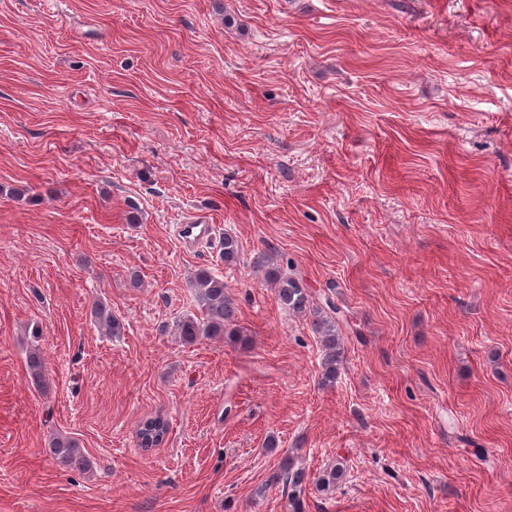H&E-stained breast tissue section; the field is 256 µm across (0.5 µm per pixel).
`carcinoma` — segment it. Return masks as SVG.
<instances>
[{"instance_id":"obj_1","label":"carcinoma","mask_w":512,"mask_h":512,"mask_svg":"<svg viewBox=\"0 0 512 512\" xmlns=\"http://www.w3.org/2000/svg\"><path fill=\"white\" fill-rule=\"evenodd\" d=\"M240 256L238 240L224 235V264L230 266L237 263ZM255 272L267 282L276 293L279 302L295 314L310 319L314 332L321 339L325 352L322 371V384L327 385L336 380L339 366L343 358L342 336L339 328V308L334 301L323 297L316 300L310 292L303 276L294 266L283 269L267 257H260L254 262ZM190 286L195 291V302L198 313L179 318L175 324V333L184 345H192L202 337L213 339L228 338L231 342L239 341L240 332L231 328L234 317L232 298L227 292L224 278L206 268L196 270ZM95 320L105 331L113 336L120 335L124 323L112 314V310L102 303H95L92 308ZM27 371L37 386L45 384L46 363L41 349L37 345L29 348L26 357ZM169 422L162 415H156L142 421L136 431L138 446L154 448L161 445L168 436ZM49 451L53 458L66 468L87 469L86 459L78 443L67 437L56 436L49 443ZM344 476L343 463L338 461L328 466L317 477L316 485L322 491H330ZM272 483L280 484L288 491V502L293 512H301L307 491V479L304 471L294 469L288 462H283L272 475Z\"/></svg>"}]
</instances>
